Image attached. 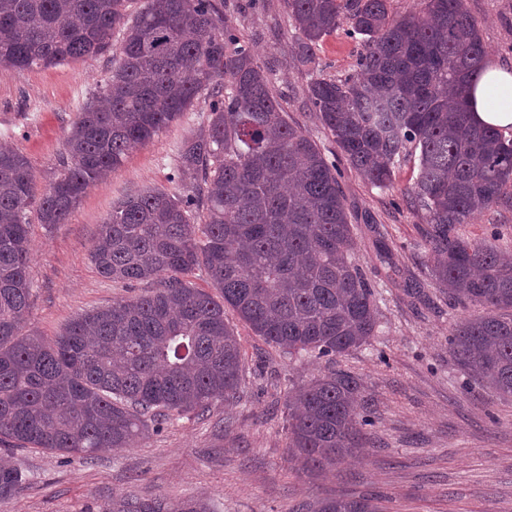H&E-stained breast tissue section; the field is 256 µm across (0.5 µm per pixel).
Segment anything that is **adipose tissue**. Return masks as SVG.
I'll use <instances>...</instances> for the list:
<instances>
[{"label":"adipose tissue","mask_w":512,"mask_h":512,"mask_svg":"<svg viewBox=\"0 0 512 512\" xmlns=\"http://www.w3.org/2000/svg\"><path fill=\"white\" fill-rule=\"evenodd\" d=\"M477 124L500 130L512 128V70L485 58L483 72L467 94Z\"/></svg>","instance_id":"obj_1"}]
</instances>
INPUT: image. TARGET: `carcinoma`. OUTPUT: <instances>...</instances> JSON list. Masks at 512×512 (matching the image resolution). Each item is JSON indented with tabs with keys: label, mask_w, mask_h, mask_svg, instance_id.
<instances>
[{
	"label": "carcinoma",
	"mask_w": 512,
	"mask_h": 512,
	"mask_svg": "<svg viewBox=\"0 0 512 512\" xmlns=\"http://www.w3.org/2000/svg\"><path fill=\"white\" fill-rule=\"evenodd\" d=\"M0 0V68L119 57L64 139V173L39 189L26 156L0 143V448L93 460L175 414L210 413L242 394V353L226 311L288 358L329 362L376 335L373 285L353 262V224L336 176L310 134L288 122L268 73L226 25L215 0ZM387 0H287L304 61L348 21L356 69L313 79L307 101L349 164L389 187L418 158L402 203L425 218L430 277L453 303L486 313L455 323L448 349L468 379L512 399V260L457 227L509 205L512 139L475 125L465 97L487 49L463 0H423L389 16ZM206 94L207 125L179 147L176 196L151 188L112 207L90 261L115 283L149 293L81 314L52 341L26 330L30 215L67 223L88 187L120 166ZM380 264L393 269L383 235ZM206 272L216 293L192 287ZM362 384L330 370L288 402L291 462L324 472L365 447L374 425L356 407ZM0 464V498L26 483ZM100 512H213L204 502L112 499ZM317 512H379L336 498Z\"/></svg>",
	"instance_id": "carcinoma-1"
}]
</instances>
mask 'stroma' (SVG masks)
I'll return each instance as SVG.
<instances>
[{"mask_svg":"<svg viewBox=\"0 0 512 512\" xmlns=\"http://www.w3.org/2000/svg\"><path fill=\"white\" fill-rule=\"evenodd\" d=\"M476 19L490 56L512 65V0H463ZM224 18L268 72L289 122L307 131L340 171L357 247L355 260L375 286L380 326L370 345L337 358L288 359L237 316H230L241 344L244 394L233 406L207 416L187 413L149 431L133 447L94 462L39 448L11 454L29 477L25 487L0 498V512H99L112 497L143 500L198 499L213 512H316L330 498L378 499L384 512H512V400L499 399L466 379L448 353L452 324L476 314L438 292L420 229L421 214L400 206L414 186L418 160L397 165L393 186L376 188L349 165L306 101L311 79L351 73L360 52L344 30L313 49L310 65L298 62V35L286 0H222ZM111 54L47 68L0 69V140L33 165L39 187L62 174L63 142L71 121L108 77ZM208 97L88 189L68 223H32L29 326L51 340L78 314L117 298L144 294L103 278L89 253L113 205L148 187L186 190L174 179L178 149L207 124ZM394 253L397 272L378 276L371 226ZM469 241H494L512 256V210L492 208L458 226ZM419 286L411 299L406 283ZM349 371L363 383L373 409L369 445L331 473L302 472L288 462L289 392L325 374Z\"/></svg>","mask_w":512,"mask_h":512,"instance_id":"obj_1","label":"stroma"}]
</instances>
